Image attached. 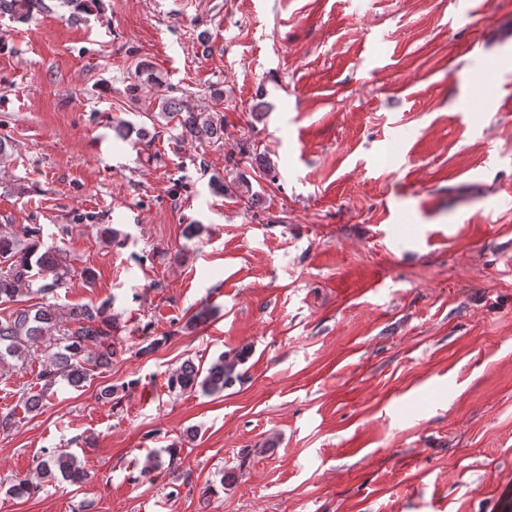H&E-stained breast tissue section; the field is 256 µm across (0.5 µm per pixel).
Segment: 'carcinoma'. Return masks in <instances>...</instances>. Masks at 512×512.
Listing matches in <instances>:
<instances>
[{
  "instance_id": "1",
  "label": "carcinoma",
  "mask_w": 512,
  "mask_h": 512,
  "mask_svg": "<svg viewBox=\"0 0 512 512\" xmlns=\"http://www.w3.org/2000/svg\"><path fill=\"white\" fill-rule=\"evenodd\" d=\"M49 9L45 0H0V13L19 18ZM159 117L175 124L179 137L200 145L214 144L224 134V117L217 112L197 109L184 100L163 95ZM60 249L46 247L40 228L26 225L15 233H0V304L18 301L22 295L35 294L41 302L20 306L0 317V362L20 360L46 340L49 354L35 377L40 393L24 400L28 410L40 407L41 400L64 380L80 387L91 374L112 364L116 355L112 331V302L77 306L67 316L46 302V296L65 285V267L58 258ZM251 350L247 346L221 353L204 369L190 360L169 372L168 389L178 393L215 395L238 377L236 370L245 363ZM87 477L78 458L65 449L45 448L32 474L17 479L8 487L14 497H28L44 489L45 483L62 479L73 483Z\"/></svg>"
}]
</instances>
